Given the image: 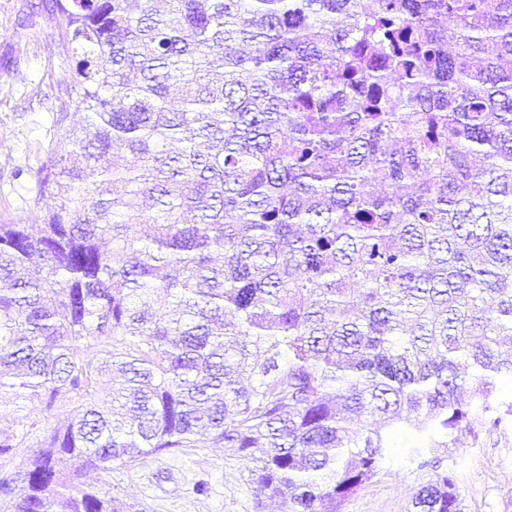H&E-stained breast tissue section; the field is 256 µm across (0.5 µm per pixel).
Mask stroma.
<instances>
[{"mask_svg": "<svg viewBox=\"0 0 512 512\" xmlns=\"http://www.w3.org/2000/svg\"><path fill=\"white\" fill-rule=\"evenodd\" d=\"M74 83L75 62L45 0H0V224H38L51 208L14 172L41 165ZM442 457L459 479L461 512H512L511 418L461 436ZM81 482L141 512H284L258 494L249 463L218 444L175 448L130 468L87 473ZM415 488L414 474L394 460L343 512H409Z\"/></svg>", "mask_w": 512, "mask_h": 512, "instance_id": "obj_1", "label": "stroma"}]
</instances>
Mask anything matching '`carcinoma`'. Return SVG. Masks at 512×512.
Instances as JSON below:
<instances>
[{
    "instance_id": "obj_1",
    "label": "carcinoma",
    "mask_w": 512,
    "mask_h": 512,
    "mask_svg": "<svg viewBox=\"0 0 512 512\" xmlns=\"http://www.w3.org/2000/svg\"><path fill=\"white\" fill-rule=\"evenodd\" d=\"M166 2L51 0L87 123L0 224V419H56L0 509L136 512L79 476L217 441L288 512L396 453L460 512L438 451L512 416V0ZM38 417L26 407L22 400L17 402L9 408L6 413V418L0 422L1 429L9 431H21L24 429L31 419Z\"/></svg>"
}]
</instances>
